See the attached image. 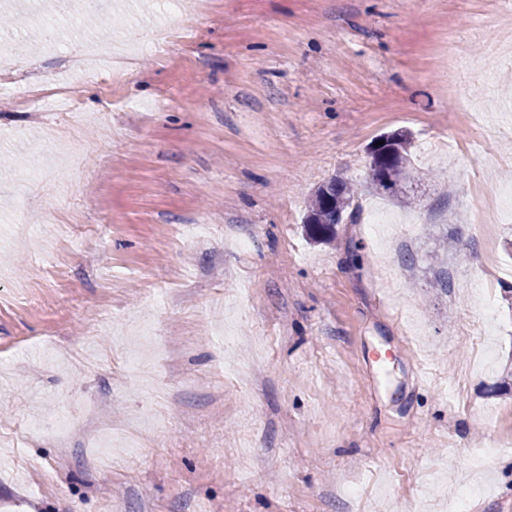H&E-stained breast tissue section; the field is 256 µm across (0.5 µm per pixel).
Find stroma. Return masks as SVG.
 <instances>
[{"label":"stroma","mask_w":512,"mask_h":512,"mask_svg":"<svg viewBox=\"0 0 512 512\" xmlns=\"http://www.w3.org/2000/svg\"><path fill=\"white\" fill-rule=\"evenodd\" d=\"M51 13L46 42L0 0V512H436L493 441L478 512H512V217L491 250L476 220L512 181V0H106L132 57L110 83L69 71L95 17ZM32 69L77 113L19 108ZM398 130L408 209L367 187ZM79 134L97 149L76 167ZM334 177L358 191L315 244ZM134 418L144 447L117 455ZM353 195L351 185L336 179L320 186L309 200V214L305 224L307 234L315 241H328L341 224L343 213Z\"/></svg>","instance_id":"stroma-1"}]
</instances>
